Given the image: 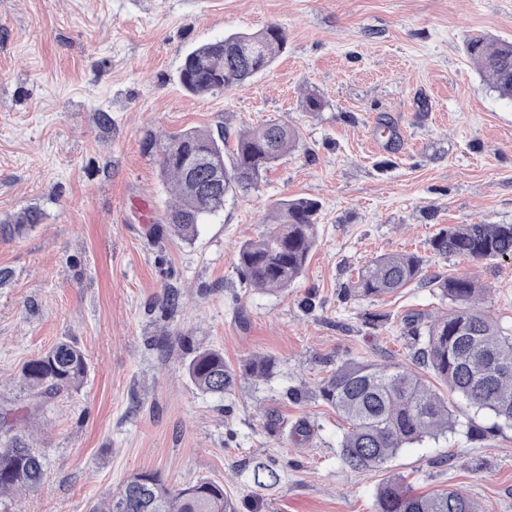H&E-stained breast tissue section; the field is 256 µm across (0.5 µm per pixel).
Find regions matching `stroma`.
Wrapping results in <instances>:
<instances>
[{"label": "stroma", "mask_w": 512, "mask_h": 512, "mask_svg": "<svg viewBox=\"0 0 512 512\" xmlns=\"http://www.w3.org/2000/svg\"><path fill=\"white\" fill-rule=\"evenodd\" d=\"M272 23L286 46L269 70L220 96L182 89L195 46ZM480 34L512 40V0H0V220L42 213L25 236L0 238V400L24 408V363L59 340L88 362L79 389L26 422L47 473L21 512H88L140 470L175 487L221 483L237 512H377L379 487L396 479L512 512V428L463 405L455 433L352 473L338 456L343 423L318 395L343 362L410 364L405 315L446 308L417 282L354 297L359 268L383 254L418 255L429 276L472 275L482 308L512 334V259L429 245L455 225L512 224V101L465 53ZM313 89L324 111L303 110ZM269 120L297 130L296 150L258 189L228 197L192 243L173 236L145 134L234 137ZM300 197L321 204L303 275L282 292L248 286L238 243ZM170 285L183 305L167 315ZM210 347L234 366L255 355L273 366L211 398L182 369ZM268 409L281 419L274 433ZM258 461L277 485L256 487Z\"/></svg>", "instance_id": "1"}]
</instances>
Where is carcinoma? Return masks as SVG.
Here are the masks:
<instances>
[{
	"label": "carcinoma",
	"instance_id": "carcinoma-1",
	"mask_svg": "<svg viewBox=\"0 0 512 512\" xmlns=\"http://www.w3.org/2000/svg\"><path fill=\"white\" fill-rule=\"evenodd\" d=\"M281 27L204 43L187 54L180 69L182 88L197 96H214L244 84L266 71L282 50ZM501 99H512V42L474 36L465 45ZM297 143V133L286 123L268 121L229 142L224 130L184 129L166 135L149 134L147 152L156 156L162 181L173 201L162 221L184 242L198 234V226L224 209L225 197L239 189L259 187L274 164ZM224 169V187L207 191L210 171ZM319 203L309 198L278 202L267 230L244 241L238 267L251 287L282 291L303 274L319 234ZM41 221V213L27 208L0 224V236L18 238ZM439 255L471 260L512 258V224H461L444 229L431 240ZM425 279L423 260L406 253L381 255L362 266L350 291L359 299L390 295L415 280ZM428 284L450 301L448 312L424 322L411 320L412 332L423 337L415 348V368L398 364L344 362L322 380L321 398L347 424L340 446L342 466L352 472L382 467L398 450L425 438L455 432V399L475 413L485 412L493 426L512 428V335L478 306L481 290L466 275L435 276ZM181 292L164 289L161 306L174 312ZM186 374L204 394L222 396L231 391L237 371L224 362V352L200 349L184 363ZM245 374L264 378L270 363L252 357ZM88 372L83 351L60 340L29 359L21 370L28 391L27 407L39 411L64 392L76 390ZM448 389L437 393L427 376ZM44 461L26 434L5 436L0 442V512H21L15 507L23 492L43 479ZM379 512H483L468 494L448 488L429 495H413L397 480L378 491ZM89 512H236L224 496V485L199 480L173 487L158 471L134 474L121 489L94 504Z\"/></svg>",
	"mask_w": 512,
	"mask_h": 512
}]
</instances>
